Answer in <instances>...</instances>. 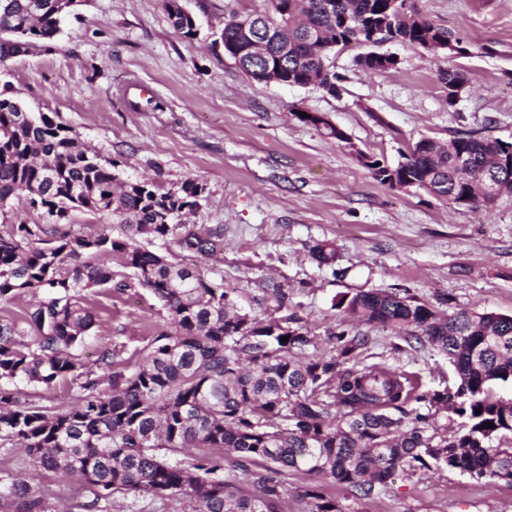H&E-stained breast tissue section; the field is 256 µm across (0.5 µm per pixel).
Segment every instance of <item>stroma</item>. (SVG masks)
<instances>
[{
	"label": "stroma",
	"instance_id": "stroma-1",
	"mask_svg": "<svg viewBox=\"0 0 512 512\" xmlns=\"http://www.w3.org/2000/svg\"><path fill=\"white\" fill-rule=\"evenodd\" d=\"M197 34L176 31L162 0H81L62 24L53 51L32 49L9 62L14 96L31 112L72 127L119 176L160 173L164 187L193 179L206 199L198 224L224 227V252L200 264L223 275L238 307L259 319L277 314L267 287L277 282L328 352V330L367 337L365 361L411 375L422 388L457 383L447 358L394 329L365 324L335 307L359 291L405 290L437 310L512 315V195L493 207L448 206L421 191L376 180L355 157L363 151L396 165L421 138L461 135L512 141V0H417L422 13L463 40L467 55L433 54L387 42L395 69L369 73L359 50L337 52L340 92L259 84L224 52L225 13L262 9L263 0H183ZM459 67L468 84L449 106L438 67ZM147 97L159 109H132ZM316 112L348 142L325 137L295 110ZM335 258L318 262L316 245ZM95 325L78 353L93 360L109 341L128 358L167 318L142 289L104 288L87 296ZM343 512H512V485L453 471L396 476L371 500L324 479Z\"/></svg>",
	"mask_w": 512,
	"mask_h": 512
}]
</instances>
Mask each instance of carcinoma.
<instances>
[{
    "instance_id": "1",
    "label": "carcinoma",
    "mask_w": 512,
    "mask_h": 512,
    "mask_svg": "<svg viewBox=\"0 0 512 512\" xmlns=\"http://www.w3.org/2000/svg\"><path fill=\"white\" fill-rule=\"evenodd\" d=\"M57 3L0 0V66L36 45L54 49L66 15ZM163 6L177 31L195 35L182 0ZM221 40L256 83L334 95L336 48L398 42L425 49L452 35L420 15L415 0H264L260 11L224 16ZM438 81L445 92L468 84L464 70L451 67L438 70ZM17 103L4 84L0 214L24 193L52 216L48 224H0V304L35 299L20 319L0 323V446L22 447L30 476L80 478L92 495L87 512H107L116 496L183 500L187 512H288L290 473L322 475L361 499L387 490L396 473L421 470L512 483V397L492 390L512 385V316L442 315L389 291L342 296L338 306L348 315L390 325L444 355L460 379L454 391L362 365L366 338L345 330L330 333V351L320 354L279 285L272 288L281 315L264 321L237 308L224 276L169 259L172 245L204 259L224 251V225L184 222L201 209L203 185L122 182L116 161L79 148L68 126ZM508 152L512 142L498 138L456 136L444 146L422 138L402 155L401 176L450 207L487 209L492 202L477 192L481 176L495 177L496 197L512 194V166L498 162ZM462 156L464 167L456 164ZM73 211L112 223L90 230L72 223ZM93 288H142L166 309L164 327L139 360L122 358V343L107 345L92 364L74 353L95 324L85 306ZM58 381L71 384L69 406L21 400L20 386ZM450 412L461 419L451 437ZM226 454L245 472L258 467L259 494L224 477ZM11 498L16 512H52L42 494L20 493L0 477V500ZM300 512L342 510L312 485Z\"/></svg>"
}]
</instances>
